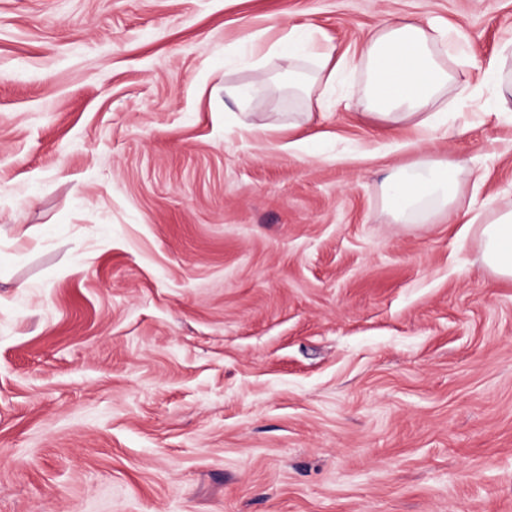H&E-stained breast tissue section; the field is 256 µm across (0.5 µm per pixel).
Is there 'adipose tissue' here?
I'll return each mask as SVG.
<instances>
[{
  "label": "adipose tissue",
  "mask_w": 512,
  "mask_h": 512,
  "mask_svg": "<svg viewBox=\"0 0 512 512\" xmlns=\"http://www.w3.org/2000/svg\"><path fill=\"white\" fill-rule=\"evenodd\" d=\"M453 40V32L436 23L395 16L369 32L356 60L336 55L330 41L306 26L290 27L265 54H258L251 45L243 52L253 70L263 69L266 56H277L285 62L289 80L307 83L317 78L328 91L355 66H362L367 74L368 117L390 131L412 128L426 143L434 134L448 131L441 102L459 84L447 51ZM304 62L316 66L315 75L301 71ZM465 179L464 170L454 162L415 161L387 176L383 196L396 217L419 213L427 219L435 210L454 211ZM465 228L478 235L482 263L491 276L512 280V200L486 214L469 216Z\"/></svg>",
  "instance_id": "obj_1"
}]
</instances>
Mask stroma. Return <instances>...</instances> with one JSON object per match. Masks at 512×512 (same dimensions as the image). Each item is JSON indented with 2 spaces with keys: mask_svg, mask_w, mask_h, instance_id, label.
I'll use <instances>...</instances> for the list:
<instances>
[{
  "mask_svg": "<svg viewBox=\"0 0 512 512\" xmlns=\"http://www.w3.org/2000/svg\"><path fill=\"white\" fill-rule=\"evenodd\" d=\"M391 15L476 89L428 148L361 70L229 94L254 34ZM510 37L512 0H0V512H512V281L381 191L425 150L512 198ZM482 83L491 84L499 91V98L494 100L491 110L494 111L499 107L501 101H504L505 92L512 96V71L510 75L503 69L498 58L490 59L482 74Z\"/></svg>",
  "mask_w": 512,
  "mask_h": 512,
  "instance_id": "35a3bbf8",
  "label": "stroma"
}]
</instances>
